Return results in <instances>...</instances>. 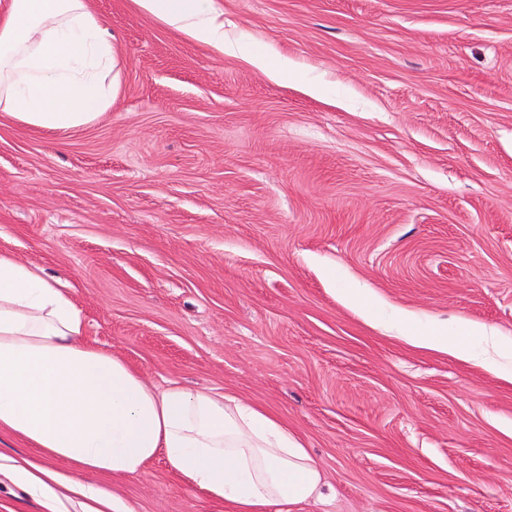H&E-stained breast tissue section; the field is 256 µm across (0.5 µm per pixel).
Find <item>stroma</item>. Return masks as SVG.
I'll return each mask as SVG.
<instances>
[{"label":"stroma","instance_id":"obj_1","mask_svg":"<svg viewBox=\"0 0 512 512\" xmlns=\"http://www.w3.org/2000/svg\"><path fill=\"white\" fill-rule=\"evenodd\" d=\"M218 3L223 54L92 0L118 95L69 131L0 113V251L157 386L286 421L328 489L267 512H512V0ZM438 323L476 359L409 342ZM71 477L231 512L161 456Z\"/></svg>","mask_w":512,"mask_h":512}]
</instances>
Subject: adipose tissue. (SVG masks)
<instances>
[{
	"label": "adipose tissue",
	"instance_id": "obj_1",
	"mask_svg": "<svg viewBox=\"0 0 512 512\" xmlns=\"http://www.w3.org/2000/svg\"><path fill=\"white\" fill-rule=\"evenodd\" d=\"M195 42L224 52L217 0H135ZM112 35L90 0H7L0 9V112L52 131L87 126L119 89ZM0 431L43 457L94 474L137 476L156 456L233 512H266L322 494L323 476L301 438L235 397L179 383L157 388L85 336L80 309L58 279L0 252ZM68 512H112L100 487L63 472L7 463L0 470Z\"/></svg>",
	"mask_w": 512,
	"mask_h": 512
}]
</instances>
